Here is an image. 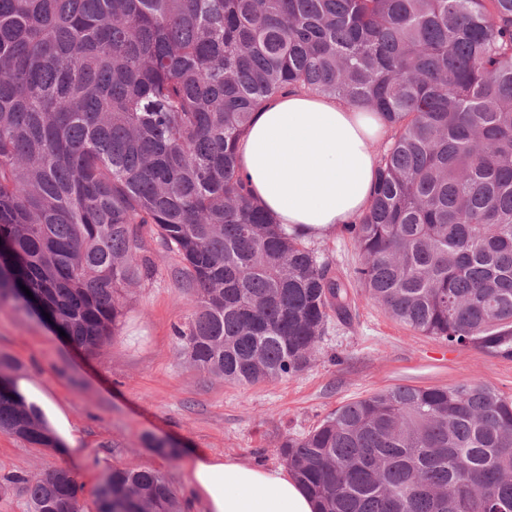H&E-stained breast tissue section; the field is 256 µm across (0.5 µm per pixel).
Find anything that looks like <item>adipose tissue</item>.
I'll return each mask as SVG.
<instances>
[{
  "label": "adipose tissue",
  "instance_id": "ef3b65f1",
  "mask_svg": "<svg viewBox=\"0 0 512 512\" xmlns=\"http://www.w3.org/2000/svg\"><path fill=\"white\" fill-rule=\"evenodd\" d=\"M381 117L344 100L290 89L268 98L252 115L239 144V172L251 199L287 233L320 238L352 223L368 207L384 138ZM17 385L44 412L60 441L76 455L61 408L33 383ZM190 504L199 512H318L317 502L281 467L194 450Z\"/></svg>",
  "mask_w": 512,
  "mask_h": 512
}]
</instances>
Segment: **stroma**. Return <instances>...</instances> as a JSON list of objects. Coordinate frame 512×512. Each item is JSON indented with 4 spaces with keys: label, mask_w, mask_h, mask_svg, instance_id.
<instances>
[{
    "label": "stroma",
    "mask_w": 512,
    "mask_h": 512,
    "mask_svg": "<svg viewBox=\"0 0 512 512\" xmlns=\"http://www.w3.org/2000/svg\"><path fill=\"white\" fill-rule=\"evenodd\" d=\"M347 280L353 299L347 322L331 321L308 367L292 377L238 385L209 377L176 352L174 324L195 306L192 289L175 278L176 261L148 241L151 276L130 288L112 344L90 356L38 315L0 306V352L55 401L74 428L75 458L31 448L0 433V472L39 476L73 470L82 512H96L94 489L115 467L164 472L187 495L189 452L283 466L277 448L287 436L315 427L337 407L398 385L480 382L512 398V360L420 334L390 317L352 280L357 251L343 230L308 242ZM173 441L184 453L168 461L146 437Z\"/></svg>",
    "instance_id": "1"
}]
</instances>
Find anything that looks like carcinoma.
<instances>
[{"instance_id":"carcinoma-1","label":"carcinoma","mask_w":512,"mask_h":512,"mask_svg":"<svg viewBox=\"0 0 512 512\" xmlns=\"http://www.w3.org/2000/svg\"><path fill=\"white\" fill-rule=\"evenodd\" d=\"M287 88L389 129L346 226L368 297L512 359V0H0V305L49 314L96 355L151 273L150 236L196 294L179 356L239 385L302 372L350 316L348 285L237 168L252 112ZM19 371L0 352V432L54 448ZM277 453L319 512H512V398L482 383L373 393ZM14 491L28 512H80L66 468L1 473ZM96 503L185 512L156 469L113 468Z\"/></svg>"}]
</instances>
